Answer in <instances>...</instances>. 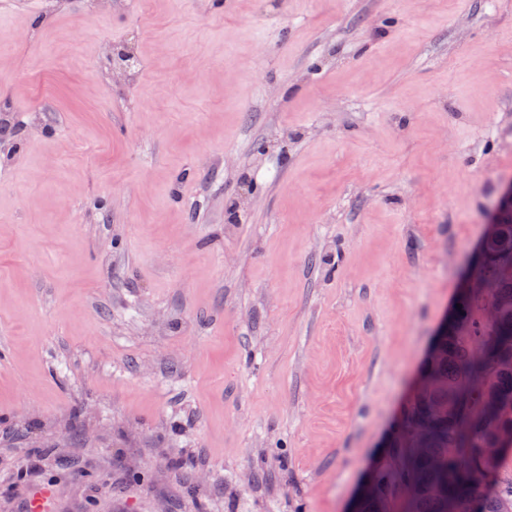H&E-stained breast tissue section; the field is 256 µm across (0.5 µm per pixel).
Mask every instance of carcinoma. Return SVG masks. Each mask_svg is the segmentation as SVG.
Instances as JSON below:
<instances>
[{
  "instance_id": "carcinoma-1",
  "label": "carcinoma",
  "mask_w": 512,
  "mask_h": 512,
  "mask_svg": "<svg viewBox=\"0 0 512 512\" xmlns=\"http://www.w3.org/2000/svg\"><path fill=\"white\" fill-rule=\"evenodd\" d=\"M496 238L487 244L489 260L476 268L482 288L457 299L455 322L442 337L441 355L428 360L423 379L445 382L414 397L393 436L395 466L376 473L377 494L363 504V512H378L379 502L399 504V512H448V503L480 502V512H502L512 502V470L500 469L506 452L487 462L481 449L493 443L491 426L512 431V306L497 318L486 319L485 308L498 297L512 298V279L498 277L503 263L512 264V205L497 214ZM448 409L446 416L429 417L433 406ZM429 423L427 451L410 446L409 434L420 421ZM413 484L417 494L401 496Z\"/></svg>"
}]
</instances>
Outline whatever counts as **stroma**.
I'll use <instances>...</instances> for the list:
<instances>
[{
	"instance_id": "35a3bbf8",
	"label": "stroma",
	"mask_w": 512,
	"mask_h": 512,
	"mask_svg": "<svg viewBox=\"0 0 512 512\" xmlns=\"http://www.w3.org/2000/svg\"><path fill=\"white\" fill-rule=\"evenodd\" d=\"M1 102L0 512H347L512 180V0H0Z\"/></svg>"
}]
</instances>
